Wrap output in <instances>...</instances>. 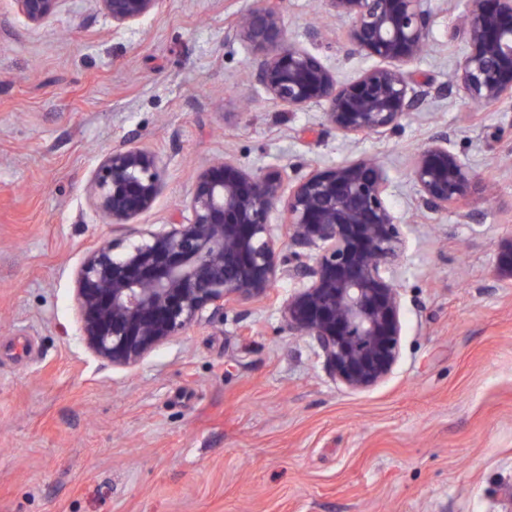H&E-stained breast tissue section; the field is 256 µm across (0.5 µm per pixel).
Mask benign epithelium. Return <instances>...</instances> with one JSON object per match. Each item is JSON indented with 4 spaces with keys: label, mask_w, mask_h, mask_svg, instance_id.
Listing matches in <instances>:
<instances>
[{
    "label": "benign epithelium",
    "mask_w": 512,
    "mask_h": 512,
    "mask_svg": "<svg viewBox=\"0 0 512 512\" xmlns=\"http://www.w3.org/2000/svg\"><path fill=\"white\" fill-rule=\"evenodd\" d=\"M61 0H18L41 26ZM121 28L159 0H96ZM349 21L347 42L377 60L354 81L292 42L282 0H259L228 32L249 53L253 81L291 109L320 106L344 136L383 134L415 111L427 91L406 67L430 37L422 0H324ZM466 50L454 83L470 106L512 104V0H469L460 28ZM422 207L438 212L479 189V178L440 135L414 157ZM158 156L138 147L107 151L89 199L125 231L90 248L75 275L81 338L99 358L130 367L185 335L204 313L297 282L282 309L288 333L310 339L327 372L353 390L386 380L402 353L403 297L396 278L406 234L389 201L386 169L367 159L314 168L254 171L232 156L201 171L170 223L137 224L161 192ZM284 214V234L273 216ZM494 276L512 285V234L496 244Z\"/></svg>",
    "instance_id": "1"
}]
</instances>
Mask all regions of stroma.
Instances as JSON below:
<instances>
[{
	"mask_svg": "<svg viewBox=\"0 0 512 512\" xmlns=\"http://www.w3.org/2000/svg\"><path fill=\"white\" fill-rule=\"evenodd\" d=\"M255 3L160 0L117 29L95 0H61L39 27L0 0V512H512V287L494 281L512 233V110L471 109L450 87L468 0H423L433 38L409 70L432 91L395 130L359 139L249 79L225 35ZM283 23L339 80L372 64L323 0H287ZM439 133L484 180L476 219L419 202L411 165ZM118 146L165 168L142 224L169 223L227 154L292 172L376 158L407 236L393 375L364 391L336 382L284 326L289 280L135 367L95 357L74 278L112 236L87 185Z\"/></svg>",
	"mask_w": 512,
	"mask_h": 512,
	"instance_id": "stroma-1",
	"label": "stroma"
}]
</instances>
